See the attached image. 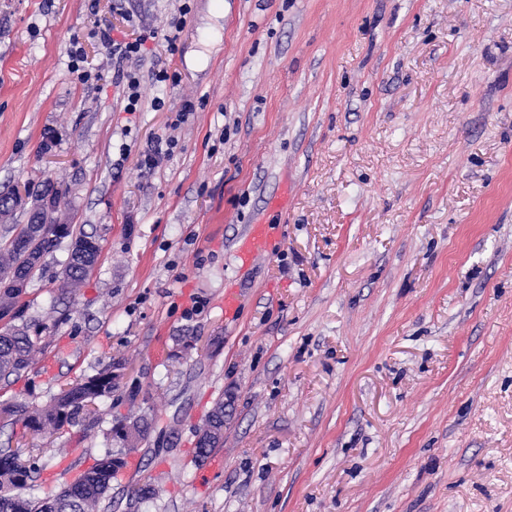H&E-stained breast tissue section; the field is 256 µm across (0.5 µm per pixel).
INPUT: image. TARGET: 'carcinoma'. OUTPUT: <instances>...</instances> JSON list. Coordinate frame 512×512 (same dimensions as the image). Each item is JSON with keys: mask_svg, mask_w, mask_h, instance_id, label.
<instances>
[{"mask_svg": "<svg viewBox=\"0 0 512 512\" xmlns=\"http://www.w3.org/2000/svg\"><path fill=\"white\" fill-rule=\"evenodd\" d=\"M36 219L35 213H29L28 222L21 225L19 234L0 244V279H31L44 257L68 239V257L61 280L65 289L76 291L87 277V269L98 260L99 251L81 249L90 235L76 225H64V233L60 235L56 225L37 224ZM0 308L14 311L12 319L20 321L18 325L7 323L0 328V380L11 384L34 364L36 354L41 350V334L46 327L22 319L19 292L14 288L0 296ZM119 368L118 364H108L93 375L82 376L41 406L1 403L0 415L20 427L24 435L63 432L75 425L80 413L88 414L91 407L112 397L117 378L115 370ZM114 427L124 430L118 439L131 449L149 433L151 420L145 415L126 417L115 422ZM206 440L208 447L196 445L194 459L202 461L215 449L224 446L221 435H209ZM26 451L31 453L33 449L0 450V512H97L113 475L124 463L122 458L109 453L75 482L54 494L31 500L22 496V490L31 480V471L21 460Z\"/></svg>", "mask_w": 512, "mask_h": 512, "instance_id": "carcinoma-1", "label": "carcinoma"}]
</instances>
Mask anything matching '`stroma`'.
Wrapping results in <instances>:
<instances>
[{
	"label": "stroma",
	"mask_w": 512,
	"mask_h": 512,
	"mask_svg": "<svg viewBox=\"0 0 512 512\" xmlns=\"http://www.w3.org/2000/svg\"><path fill=\"white\" fill-rule=\"evenodd\" d=\"M112 3L0 0V195L60 185L101 245L76 294L67 247L34 274L45 353L0 402L124 366L25 497L112 453L99 512L143 487L141 512H512V0H191L175 55L120 64L93 25L131 39L178 4L125 0L131 26ZM75 35L98 87L71 79ZM156 59L180 84L127 112L120 71ZM160 94L201 107L148 171ZM257 221L280 235L244 269ZM223 396L211 470L193 456ZM133 412L154 424L126 451Z\"/></svg>",
	"instance_id": "1"
}]
</instances>
